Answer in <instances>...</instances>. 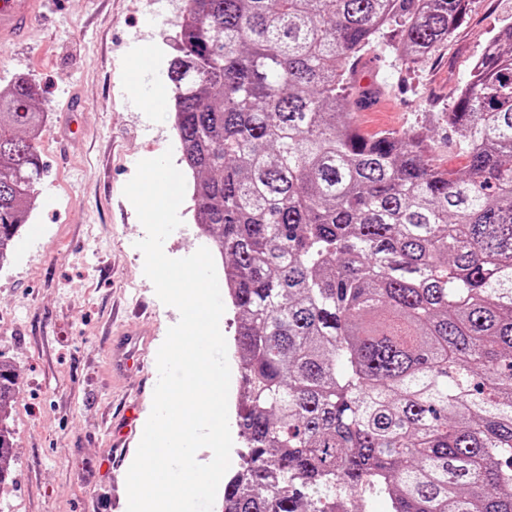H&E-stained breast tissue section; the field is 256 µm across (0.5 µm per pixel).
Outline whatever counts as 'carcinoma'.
<instances>
[{
	"label": "carcinoma",
	"mask_w": 512,
	"mask_h": 512,
	"mask_svg": "<svg viewBox=\"0 0 512 512\" xmlns=\"http://www.w3.org/2000/svg\"><path fill=\"white\" fill-rule=\"evenodd\" d=\"M472 0H186L167 77L196 221L223 247L243 392L224 512H512V22L427 133L368 135L355 80ZM39 87L0 89V265L44 174ZM18 393L0 361V419ZM13 437L0 430V484Z\"/></svg>",
	"instance_id": "obj_1"
}]
</instances>
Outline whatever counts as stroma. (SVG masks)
Masks as SVG:
<instances>
[{
  "mask_svg": "<svg viewBox=\"0 0 512 512\" xmlns=\"http://www.w3.org/2000/svg\"><path fill=\"white\" fill-rule=\"evenodd\" d=\"M183 0H46L17 41L0 45V88L15 76L40 88L43 180L20 229L11 263L0 270V360L11 363L19 395L8 422L16 448L0 485V512H117L135 449L115 450L108 426L124 406L152 409L153 379L112 376L108 325H131L159 349L179 318L144 274L137 241L146 235L125 184L138 161L177 146L166 112L136 102L138 52L153 59L152 83L169 95L167 61L179 35ZM512 0H474L472 13L418 65L382 49L359 63L380 88V105L360 110L363 132L426 127L439 163L458 168L454 137L439 115L469 79L474 61L504 21ZM164 242L172 258L195 253L191 199ZM42 228L30 237L28 228Z\"/></svg>",
  "mask_w": 512,
  "mask_h": 512,
  "instance_id": "obj_1",
  "label": "stroma"
}]
</instances>
